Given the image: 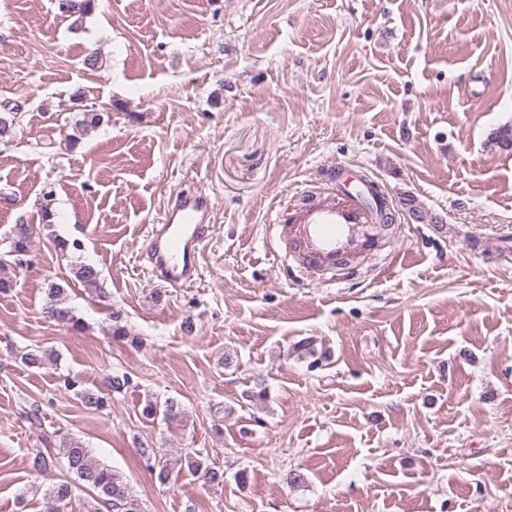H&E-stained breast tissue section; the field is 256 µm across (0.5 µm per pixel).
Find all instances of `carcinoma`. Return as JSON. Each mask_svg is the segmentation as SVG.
Masks as SVG:
<instances>
[{
  "mask_svg": "<svg viewBox=\"0 0 512 512\" xmlns=\"http://www.w3.org/2000/svg\"><path fill=\"white\" fill-rule=\"evenodd\" d=\"M57 9L66 17L75 18L80 22L95 9V0H56ZM488 141L499 149L512 150V126L504 125L492 130ZM34 228L29 224H17L7 238L4 252L13 253L12 260L22 263V257L30 252L33 244ZM73 281L84 288L101 291L100 272L92 264L78 263L71 267ZM70 281L65 284L53 282L47 288V301L42 308V314L50 321L69 325L74 329L81 328V320L76 317L69 306ZM58 355L49 349H31L21 356L22 363L29 368H41L54 363ZM81 401L93 410L103 411L110 407L111 397L93 390L80 391ZM142 414L148 419L162 417L166 421H176L182 414L181 404L172 398L163 401L158 399L146 400ZM59 454L65 460L67 470L74 475L82 486L90 493L94 503L93 512H100L104 506L110 512H143L139 500L132 495L128 483L122 474L96 461L90 450L79 440L67 435L60 437ZM189 470L199 475L204 483L219 486L224 483V472L215 469L189 453L184 457ZM72 486L67 481L58 482L45 490V496L51 499L56 507L63 508L71 499Z\"/></svg>",
  "mask_w": 512,
  "mask_h": 512,
  "instance_id": "cac0c4a2",
  "label": "carcinoma"
}]
</instances>
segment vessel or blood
<instances>
[{
	"instance_id": "vessel-or-blood-1",
	"label": "vessel or blood",
	"mask_w": 512,
	"mask_h": 512,
	"mask_svg": "<svg viewBox=\"0 0 512 512\" xmlns=\"http://www.w3.org/2000/svg\"><path fill=\"white\" fill-rule=\"evenodd\" d=\"M212 212V199L204 191L174 194L163 222L152 225L148 234L146 259L157 278L178 288L197 280ZM275 222L286 244L284 271L295 278L318 272L330 284L337 272L365 260L386 230L365 183L354 191L308 190L302 202L280 205Z\"/></svg>"
}]
</instances>
